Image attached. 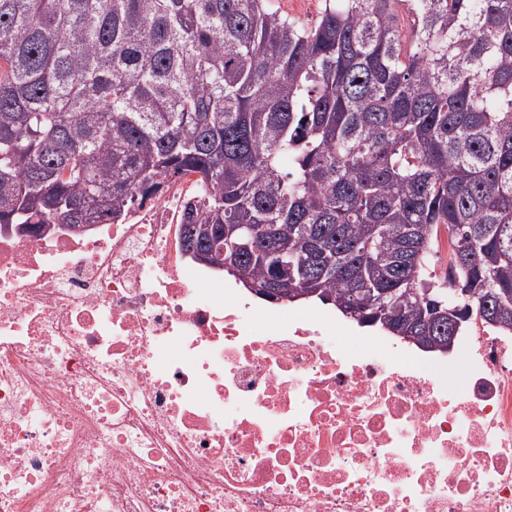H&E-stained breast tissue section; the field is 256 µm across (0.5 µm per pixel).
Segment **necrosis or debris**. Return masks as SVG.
<instances>
[{
	"instance_id": "obj_1",
	"label": "necrosis or debris",
	"mask_w": 512,
	"mask_h": 512,
	"mask_svg": "<svg viewBox=\"0 0 512 512\" xmlns=\"http://www.w3.org/2000/svg\"><path fill=\"white\" fill-rule=\"evenodd\" d=\"M197 174L0 228V512H512V336L421 352L185 254Z\"/></svg>"
}]
</instances>
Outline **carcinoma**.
<instances>
[{
  "label": "carcinoma",
  "mask_w": 512,
  "mask_h": 512,
  "mask_svg": "<svg viewBox=\"0 0 512 512\" xmlns=\"http://www.w3.org/2000/svg\"><path fill=\"white\" fill-rule=\"evenodd\" d=\"M188 172L185 250L241 226L243 285L288 263L341 313L393 290L353 320L437 350L444 230L447 283L512 333V0H324L311 25L269 0H0V224L114 222ZM376 293V294H375ZM390 298V303L396 301L393 290H376L370 289L364 301L351 302L349 309L355 315L358 312L365 314L366 310L375 308L377 305H383Z\"/></svg>",
  "instance_id": "obj_1"
}]
</instances>
